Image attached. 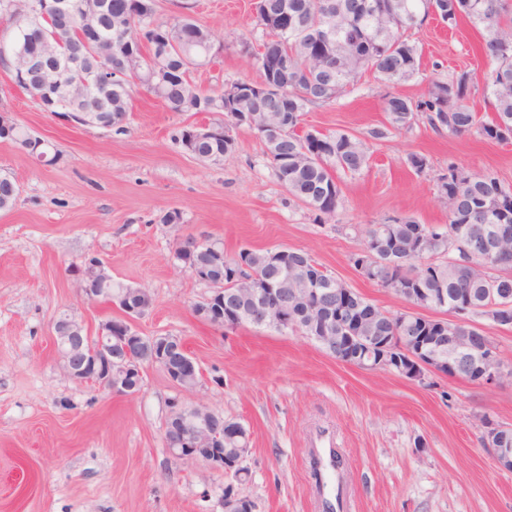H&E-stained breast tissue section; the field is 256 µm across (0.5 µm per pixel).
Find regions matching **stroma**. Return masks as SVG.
Returning a JSON list of instances; mask_svg holds the SVG:
<instances>
[{"label": "stroma", "mask_w": 512, "mask_h": 512, "mask_svg": "<svg viewBox=\"0 0 512 512\" xmlns=\"http://www.w3.org/2000/svg\"><path fill=\"white\" fill-rule=\"evenodd\" d=\"M254 2L157 0L160 18L188 13L210 29L211 61L194 73L201 88L257 79L238 42L247 30L262 38ZM412 38L419 74L387 85L360 73L332 104L306 106L304 127L366 136L384 120L385 96L418 100L432 81L463 71L473 79L468 105L490 115L479 27L450 30L430 18ZM1 112L59 159L39 163L0 139V174L19 187L0 210V512H224L229 485L253 512H321L313 444L324 434L335 442L344 512H512V471L480 440L483 419L512 427V377L486 386L432 374L417 383L339 362L298 333L215 328L193 311L209 286L173 258L177 239L189 237L221 240L229 256L302 250L374 305L407 311L353 264L368 230L393 216L445 228L438 176L453 163L512 185V142L438 133L423 121L389 134L366 168L341 176L342 203L318 223L279 182L254 131L237 129L233 151L201 161L180 133L216 115L171 111L145 89H135L122 129L83 126L41 111L0 67ZM414 153L426 157L424 172L411 168ZM172 209L182 216L175 228L160 221ZM91 257L113 280L148 291L152 305L134 327L180 339L201 370L195 388L179 390L156 366L133 396L65 375L55 323L69 317L93 332L116 315L72 271ZM175 400L244 426L249 480L169 454L162 427Z\"/></svg>", "instance_id": "35a3bbf8"}]
</instances>
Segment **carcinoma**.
<instances>
[{"instance_id": "1", "label": "carcinoma", "mask_w": 512, "mask_h": 512, "mask_svg": "<svg viewBox=\"0 0 512 512\" xmlns=\"http://www.w3.org/2000/svg\"><path fill=\"white\" fill-rule=\"evenodd\" d=\"M98 31L89 37L78 19L61 16L53 10L28 16L11 14L12 28L0 39L20 49L47 67L60 68L63 80L79 81L84 68L101 56L112 57L119 76L110 84L93 85L81 103L85 112H129L134 87L142 76L160 65L165 68L163 83L148 91L175 112H211L230 121L224 111V94L201 91L192 86L194 70L208 63L210 31L189 16L171 22L157 16L150 0H100ZM256 25L267 22L262 46L288 59V89L274 93L261 103L267 113L281 116L278 141L266 145L276 176L288 193L315 213L317 222L334 216L341 201L339 173L357 174L368 166L369 141L381 140L391 132L409 130L422 119L433 130L440 128L455 135L476 131L497 142L512 141V11L508 0H257ZM448 28L467 18L483 31L484 54L492 68L488 94L493 112L489 120L465 104L472 92L471 75L462 71L448 80L432 83L428 95L413 100L400 95L384 98L386 124L361 139L344 132H329L317 139L304 129L302 116L309 104L328 105L362 71H370L384 83L398 84L419 74L421 54L411 40V31L434 12ZM331 29V43L322 60L310 59L308 50L318 46L317 26ZM131 39L140 42L141 54L131 66L118 59L122 45ZM259 81L275 82L267 54H253ZM192 155L208 161L222 156L221 144L204 140L192 148ZM440 192L448 206V229H426L411 218H396L386 225L384 237L390 251L404 262L393 268L378 264L376 283L400 277L411 282V291L401 294L419 307L429 301L436 288L447 292L448 303H461L465 310L495 318L494 307L512 304V269L489 271L480 257L479 245L470 239L473 224L512 225V187L488 173H466L448 166L440 177ZM18 195L16 182L0 176V210L9 209ZM435 238L427 254H413L411 245L422 232ZM248 267L258 280L276 274L271 251L249 250ZM305 267L288 265V292L297 312L299 326L313 316L303 294ZM112 292L132 303H150L145 289L120 282ZM361 310L373 309L374 316L355 317L351 328L359 336H423L422 321L410 313H390L362 296Z\"/></svg>"}]
</instances>
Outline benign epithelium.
I'll list each match as a JSON object with an SVG mask.
<instances>
[{"mask_svg": "<svg viewBox=\"0 0 512 512\" xmlns=\"http://www.w3.org/2000/svg\"><path fill=\"white\" fill-rule=\"evenodd\" d=\"M110 72L112 64L106 61L87 78L68 84L67 95L77 100L92 83L102 80ZM188 134L191 137L222 136L228 149L236 143L227 128L215 130L205 126L201 131L193 128ZM474 231L483 237L482 254L489 265L512 267V250L506 251L502 247L506 239L512 238V229L501 225L492 230L486 224H478ZM190 273L212 287V294L199 303L197 316L204 317L217 328L237 326L239 320L233 316L222 310H211L213 302L224 297V275H211L207 268L198 266L190 268ZM79 275L80 288L90 298L100 296V286L110 278L97 261L84 263L79 268ZM325 281L332 282V277L316 275L308 282L307 300L316 307L336 295L335 288L322 286ZM248 293L255 301L251 310L253 319L280 330L300 331L288 307L287 276L255 283ZM111 305L119 316L100 324L94 336L74 320H61L56 324L58 352L68 376L80 384L87 383L129 396L140 391L144 368L151 365L160 367L178 389H186V372L198 369V364L183 343L167 335L143 337L133 329V322L144 316L149 306H133L120 298L112 299ZM449 314L458 335L448 337V342L438 346L407 336H389L385 340L377 336H351V309L347 305L332 306L323 318L315 320L312 333L315 340L334 346L332 355L340 362L370 369L395 368L399 375L411 381L421 382L428 373L440 374L442 367L451 368L461 359L472 364L479 375L477 382L483 385L493 386L512 375V369L502 363L497 347L461 317L463 310L452 309ZM164 430L175 432L168 436L169 451L174 458L221 469L228 475H236L239 480L248 477L243 463L249 449L224 447L223 415L201 405L184 406L174 402ZM506 430V426L492 425L484 433L485 445L492 449L494 459L502 469L512 465V445L507 440Z\"/></svg>", "mask_w": 512, "mask_h": 512, "instance_id": "1", "label": "benign epithelium"}]
</instances>
